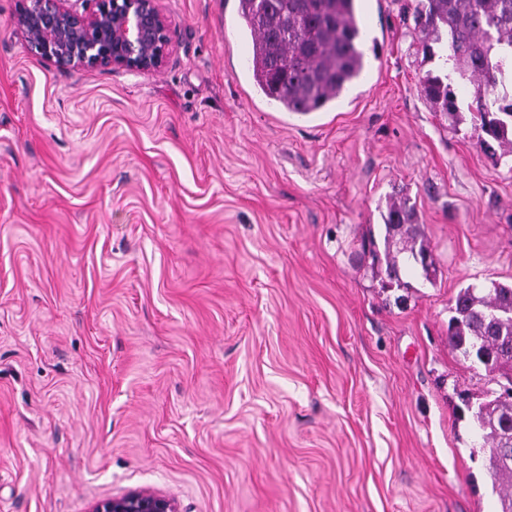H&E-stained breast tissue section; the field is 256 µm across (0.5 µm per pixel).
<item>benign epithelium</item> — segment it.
Returning a JSON list of instances; mask_svg holds the SVG:
<instances>
[{"instance_id": "1", "label": "benign epithelium", "mask_w": 512, "mask_h": 512, "mask_svg": "<svg viewBox=\"0 0 512 512\" xmlns=\"http://www.w3.org/2000/svg\"><path fill=\"white\" fill-rule=\"evenodd\" d=\"M16 26L31 51L60 67L149 72L167 65L170 22L159 0H18ZM91 512H182L150 489L94 503Z\"/></svg>"}]
</instances>
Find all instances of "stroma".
<instances>
[{
	"label": "stroma",
	"mask_w": 512,
	"mask_h": 512,
	"mask_svg": "<svg viewBox=\"0 0 512 512\" xmlns=\"http://www.w3.org/2000/svg\"><path fill=\"white\" fill-rule=\"evenodd\" d=\"M155 72L63 69L0 0V512L149 488L183 512H497L448 345L461 287L512 283V158L420 92L413 0H357L330 109L252 84L236 0H161ZM436 274L391 279L389 196Z\"/></svg>",
	"instance_id": "35a3bbf8"
}]
</instances>
